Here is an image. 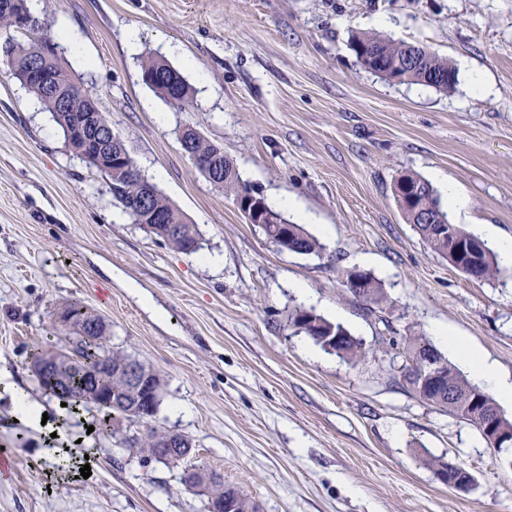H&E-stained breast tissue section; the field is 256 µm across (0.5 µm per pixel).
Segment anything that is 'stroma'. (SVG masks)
<instances>
[{
	"label": "stroma",
	"instance_id": "1",
	"mask_svg": "<svg viewBox=\"0 0 512 512\" xmlns=\"http://www.w3.org/2000/svg\"><path fill=\"white\" fill-rule=\"evenodd\" d=\"M39 19L66 25V67L202 247L179 252L131 223L0 62V512H206V495L182 481L188 467L219 474L258 512H512V461L420 400L381 352L388 333L436 346L449 330L512 379V269L467 277L406 223L393 193L416 173L440 197L469 198L453 223L489 245L512 238V0H42ZM362 33L431 48L457 68L455 90L366 70L351 46ZM149 55L183 74L194 111L143 82ZM188 125L267 200H292L290 219L308 214L323 252L270 244L182 151ZM214 254L222 265L208 263ZM354 268L381 283V309L343 290ZM74 299L105 318L110 349L161 375L158 425L196 444L184 465L126 450L145 427L121 418L89 440V478L50 482L48 428L16 421L11 389L65 417L71 437L94 421L90 407L65 414L27 359L33 346L65 345L56 313ZM297 306L379 358L323 350L289 326ZM435 459L468 469L473 489H448Z\"/></svg>",
	"mask_w": 512,
	"mask_h": 512
}]
</instances>
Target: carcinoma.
I'll return each mask as SVG.
<instances>
[{
  "mask_svg": "<svg viewBox=\"0 0 512 512\" xmlns=\"http://www.w3.org/2000/svg\"><path fill=\"white\" fill-rule=\"evenodd\" d=\"M26 32L30 41L21 43L14 36H8L0 44V57L6 60L10 73L22 85L33 93L44 109L50 112L58 127L62 130L76 127L77 121L86 118L91 123V132L86 137H77L71 141L70 150L81 155L88 149L110 157L119 155L126 148L120 134L110 131V135L98 139L94 133L96 122L106 126L112 123L99 116L98 107L93 99L78 93V81L62 65L61 58L49 59L47 73L62 91L71 90V97L63 104L58 97L48 91L38 77L28 76V66L32 52L54 42L50 33L42 28L39 19L30 14L27 0H0V31ZM353 50L363 64L377 71V76L388 79L398 76L400 82H420L439 91L451 92L457 85L458 72L447 59L424 48L396 42L379 35H362L354 38ZM163 74V80L150 85V88L181 112H189L194 106L193 92L182 74L162 59L152 56L142 61V75ZM183 140L190 144L186 149L189 156L197 159L198 169L210 184L233 197L247 196L253 188L242 181L233 159L219 152V146L206 139L197 129L187 126L182 131ZM96 171L106 175L111 183L112 196L121 210L134 224H143L150 233L168 242L172 247L192 254L201 248L200 234L195 225L187 223L184 214L177 209L162 192L153 195L150 208L139 210L135 204L140 197L146 178L136 163L126 167H98ZM411 185L420 188L431 205L428 216L407 215L405 219L416 230L431 250L448 259V263L467 276L478 280H491L503 273L492 250L478 237L466 232L448 217V212L432 185L411 172L402 174ZM262 214L266 224L262 231L266 239L288 248L298 254H318L323 245L311 236L301 224L286 222V216L280 210L272 208L266 200H260ZM448 225V234L439 232V226ZM348 281L358 280L362 285L359 296L366 305H379L384 299L381 283L370 273L353 270L347 273ZM62 319L70 325L69 346L52 351L41 346L30 349L28 359L35 370L36 379H41L45 368L58 378V389L49 385L43 388L70 409L90 403L89 391L96 389L100 393L110 392L118 403L114 408L97 407L96 428L98 433L111 431L113 420L123 416L129 420L146 424L145 432L124 440L126 449L142 456L143 461L151 459L152 449L159 447L171 431L153 424L155 417L142 419L130 412L135 396L127 369L137 370L157 386H162L160 376L144 363L129 355L109 351L106 348L108 326L103 317L96 314L79 301H72L61 308ZM288 322L298 332L309 336L321 347H326L324 332L331 329L343 337L341 345L334 347V353L360 360L369 354L362 340L354 337L339 324H333L311 310L297 308L288 316ZM430 350L443 366L441 383L426 386L414 393L423 401L444 407L448 413L480 428L477 411L496 408L494 402L477 386L471 384L456 368L443 357L428 341L411 339L403 343L398 355L402 357L404 367L412 369L418 350ZM197 486L205 487L208 497L224 502L222 512H256L254 503L240 489L224 484L221 478L211 472L197 475Z\"/></svg>",
  "mask_w": 512,
  "mask_h": 512,
  "instance_id": "cac0c4a2",
  "label": "carcinoma"
}]
</instances>
